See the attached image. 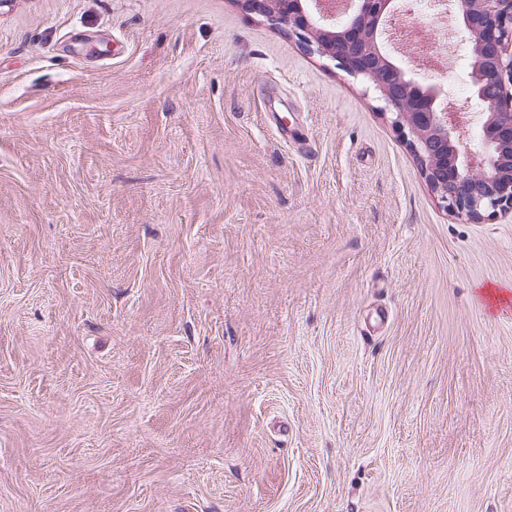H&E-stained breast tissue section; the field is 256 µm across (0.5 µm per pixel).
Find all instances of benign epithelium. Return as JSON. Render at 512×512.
Returning <instances> with one entry per match:
<instances>
[{"label":"benign epithelium","instance_id":"benign-epithelium-1","mask_svg":"<svg viewBox=\"0 0 512 512\" xmlns=\"http://www.w3.org/2000/svg\"><path fill=\"white\" fill-rule=\"evenodd\" d=\"M237 2L306 52L367 81L448 212L474 223L512 214V0H452L469 98L481 115L466 136L440 107V85L404 67L388 47L395 0H349L340 12L331 0Z\"/></svg>","mask_w":512,"mask_h":512}]
</instances>
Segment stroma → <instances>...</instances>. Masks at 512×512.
Masks as SVG:
<instances>
[{"label":"stroma","instance_id":"35a3bbf8","mask_svg":"<svg viewBox=\"0 0 512 512\" xmlns=\"http://www.w3.org/2000/svg\"><path fill=\"white\" fill-rule=\"evenodd\" d=\"M237 0H0V512H512V215Z\"/></svg>","mask_w":512,"mask_h":512}]
</instances>
